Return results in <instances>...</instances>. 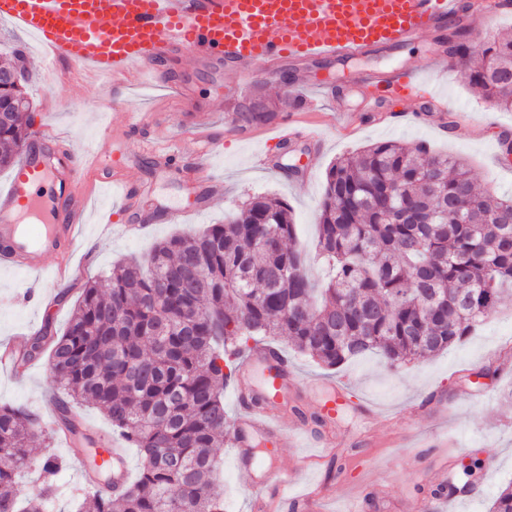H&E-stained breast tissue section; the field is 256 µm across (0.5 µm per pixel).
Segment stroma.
Segmentation results:
<instances>
[{
    "label": "stroma",
    "mask_w": 512,
    "mask_h": 512,
    "mask_svg": "<svg viewBox=\"0 0 512 512\" xmlns=\"http://www.w3.org/2000/svg\"><path fill=\"white\" fill-rule=\"evenodd\" d=\"M432 37L425 36L386 55L341 66L318 61L311 68L325 83L346 87L363 70L408 64L431 67L440 62ZM19 50L30 74L25 87L31 102L34 127L48 125L62 133L55 152L74 157L94 145L118 147L120 172L130 182L152 185L161 210H181L179 222L155 223L142 235L122 234L128 216L120 209L121 197L110 185L90 177L89 199L96 211L80 235L73 258L75 274L62 286H50L47 299L24 300L30 277L15 271H0V343L20 345L24 331H36L51 321L55 333H63L74 300L86 283L103 280L115 261L149 254L161 240L174 234H196L208 225L224 223L252 196L266 194L284 198L292 206L297 241L308 246L317 233L319 205L326 171L340 156L380 140L404 144L425 143L435 152L458 155L467 160L477 187L496 196H512V169L502 166L500 142L504 131H512V111L497 109L485 101L478 88L466 82L460 71L444 76V90L452 107L448 115L428 113L425 122L393 126L367 121L346 133L331 103L318 99L313 108L297 112L300 125L319 133L324 144H293L278 165L265 168L255 163L266 149L265 130L288 110L290 68L279 73L252 77L242 92L224 87L223 66L192 53L159 63L163 81L149 75L131 77L121 89V103L104 102L100 81L88 80L84 71L68 62L44 66L43 50L34 40L10 25L0 23V56ZM215 107L211 132L223 146L207 159H200V142L193 128L195 113L189 112L182 93ZM263 99L272 107L266 121L256 123L255 137L239 140L230 136L226 118L238 117L239 106ZM154 113L156 122L129 129L128 108ZM111 139H103L104 131ZM176 148L180 169L166 167L161 156ZM202 166L204 175L221 179L224 194L195 202L186 188L185 169ZM67 288L70 301L57 302L60 288ZM281 346L304 378L346 379L350 405L342 409L328 428L308 425L304 436L288 435L269 450L281 463L297 454L310 453L311 442L330 438L334 457L345 460L347 471L331 472L328 462L308 468L299 486L321 490L331 512L344 506L347 485L362 482L367 502L364 512H399L411 499L422 497L427 480L413 462L441 466L444 457L466 460L476 457L483 467L475 474L477 489L452 512H488L498 490L512 483V293L505 295L497 311L469 336L433 357L397 369L390 368L375 353L329 370L299 353L291 343L270 336ZM49 377L47 359L35 361L25 378L0 372V403H22L37 407ZM53 448L66 462L56 497L44 512H68L72 495L78 494L79 478L73 471L77 457L89 456L84 442ZM224 484V512H248L247 496L253 477L238 470L231 447L219 450Z\"/></svg>",
    "instance_id": "35a3bbf8"
}]
</instances>
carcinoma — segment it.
<instances>
[{"label": "carcinoma", "instance_id": "cac0c4a2", "mask_svg": "<svg viewBox=\"0 0 512 512\" xmlns=\"http://www.w3.org/2000/svg\"><path fill=\"white\" fill-rule=\"evenodd\" d=\"M448 33L468 83L512 111V39L471 48ZM20 88L0 91V169L28 148L31 119ZM313 249L335 275L306 273L290 205L251 197L224 224L173 235L142 260L122 261L83 288L67 328L50 324L16 350L25 370L49 353L56 429L93 443L75 407L99 408L140 450L136 480L83 494L76 512H224L218 452L230 444L224 386L249 340L275 333L332 370L376 352L392 368L442 352L498 307L512 285V198L478 191L466 163L394 140L329 167ZM49 439L37 411L0 404V512H30L21 470L37 465L44 500L63 463L29 443ZM491 512H512V486Z\"/></svg>", "mask_w": 512, "mask_h": 512}]
</instances>
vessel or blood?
Masks as SVG:
<instances>
[{
  "label": "vessel or blood",
  "instance_id": "obj_1",
  "mask_svg": "<svg viewBox=\"0 0 512 512\" xmlns=\"http://www.w3.org/2000/svg\"><path fill=\"white\" fill-rule=\"evenodd\" d=\"M463 14L461 0H0V20L10 21L41 45L45 62L69 61L93 77L110 76L124 84L134 69H155L157 63L184 51L223 63L224 82L235 88L263 67L297 65L293 88H313L331 100L344 93L317 83L307 68L313 61L353 60L434 34ZM356 92H369L374 108L398 121L402 111L421 115L447 106L432 70L409 65L358 74ZM91 160L69 168L47 165L24 154L7 191L0 193V267L34 273L31 294L42 296L43 273L61 280L69 267L75 241L87 217L84 169L119 186L128 196L114 157L92 149ZM54 265H47V258ZM322 390L321 414L335 419L343 404L344 382L302 383L285 352L260 344L242 360L234 386L240 412L234 422L235 462L252 470L253 443L278 441L288 431L273 408L290 386ZM102 460L112 481L129 477L124 450L103 438ZM307 463L293 457L290 465L272 463L255 481L252 512H270L265 489L288 502L295 475Z\"/></svg>",
  "mask_w": 512,
  "mask_h": 512
}]
</instances>
